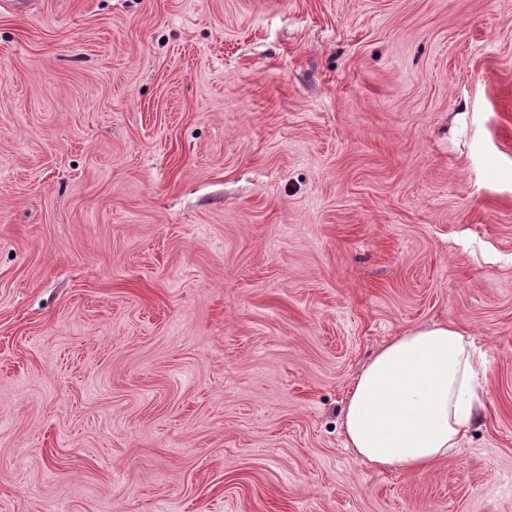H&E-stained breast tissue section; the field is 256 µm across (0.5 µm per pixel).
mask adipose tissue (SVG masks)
I'll use <instances>...</instances> for the list:
<instances>
[{"mask_svg":"<svg viewBox=\"0 0 512 512\" xmlns=\"http://www.w3.org/2000/svg\"><path fill=\"white\" fill-rule=\"evenodd\" d=\"M475 338L455 323L406 329L355 377L341 412L346 447L377 471L423 473L459 454L486 412Z\"/></svg>","mask_w":512,"mask_h":512,"instance_id":"1","label":"adipose tissue"}]
</instances>
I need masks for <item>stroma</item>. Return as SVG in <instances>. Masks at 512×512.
Masks as SVG:
<instances>
[{
  "mask_svg": "<svg viewBox=\"0 0 512 512\" xmlns=\"http://www.w3.org/2000/svg\"><path fill=\"white\" fill-rule=\"evenodd\" d=\"M447 321L485 417L361 465ZM0 512H512V0L0 5ZM475 337L453 322L406 329L355 377L341 412L345 447L376 471L424 473L457 455L486 413Z\"/></svg>",
  "mask_w": 512,
  "mask_h": 512,
  "instance_id": "35a3bbf8",
  "label": "stroma"
}]
</instances>
